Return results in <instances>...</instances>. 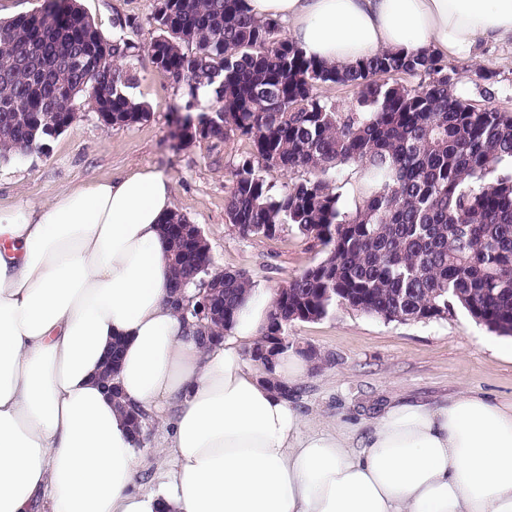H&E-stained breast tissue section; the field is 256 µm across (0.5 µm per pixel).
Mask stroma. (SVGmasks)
<instances>
[{
	"instance_id": "35a3bbf8",
	"label": "stroma",
	"mask_w": 512,
	"mask_h": 512,
	"mask_svg": "<svg viewBox=\"0 0 512 512\" xmlns=\"http://www.w3.org/2000/svg\"><path fill=\"white\" fill-rule=\"evenodd\" d=\"M80 3L105 37L149 40L154 0ZM448 66L472 103L512 111L511 39L483 43L475 57ZM134 67L132 92L150 105L149 119L112 128L79 101L78 118L47 153L0 164V207L45 203L63 189L146 167L170 178L175 207L202 230L214 268L244 271L255 287L272 292L317 263L319 246L296 233L245 238L226 224L229 171L248 155L249 141L177 148L181 90L157 74L148 56ZM288 342L310 362L292 403L315 424L357 425L393 401L437 403L459 392L512 402V337L489 332L459 308L440 320L402 324L343 305L323 319L292 323Z\"/></svg>"
}]
</instances>
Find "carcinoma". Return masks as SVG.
<instances>
[{
	"label": "carcinoma",
	"instance_id": "1",
	"mask_svg": "<svg viewBox=\"0 0 512 512\" xmlns=\"http://www.w3.org/2000/svg\"><path fill=\"white\" fill-rule=\"evenodd\" d=\"M246 0H155L147 46L156 72L183 90L177 115L184 147L249 140L230 171L227 223L244 238L285 231L311 238L320 261L276 289L259 349L295 321L348 305L369 316L427 323L458 307L498 335L512 336V112L473 105L448 86V66L424 51H385L348 68L316 61L253 18ZM112 47L100 63L90 46ZM138 46L107 39L77 0H44L34 13L0 20V163L43 153L81 98L112 113V126L147 120L136 104ZM419 78L414 85L397 76ZM326 84L352 86L346 109ZM213 87L206 106L202 86ZM359 173L354 208L336 191L340 167ZM291 175L276 187L262 172ZM170 284L210 287V248L164 229ZM254 288L224 271L210 295L222 301L216 336Z\"/></svg>",
	"mask_w": 512,
	"mask_h": 512
}]
</instances>
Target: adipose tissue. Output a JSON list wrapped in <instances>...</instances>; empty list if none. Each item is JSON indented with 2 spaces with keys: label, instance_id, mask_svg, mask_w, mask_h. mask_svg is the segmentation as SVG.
<instances>
[{
  "label": "adipose tissue",
  "instance_id": "adipose-tissue-1",
  "mask_svg": "<svg viewBox=\"0 0 512 512\" xmlns=\"http://www.w3.org/2000/svg\"><path fill=\"white\" fill-rule=\"evenodd\" d=\"M308 56L346 68L384 51L468 58L512 39V0H247ZM171 182L136 167L46 204L0 208V512H512V404L458 393L400 403L361 438L308 426L245 345L266 329L256 289L200 349L168 303ZM122 406L96 382L113 338ZM163 426L172 459L147 491L123 408Z\"/></svg>",
  "mask_w": 512,
  "mask_h": 512
}]
</instances>
